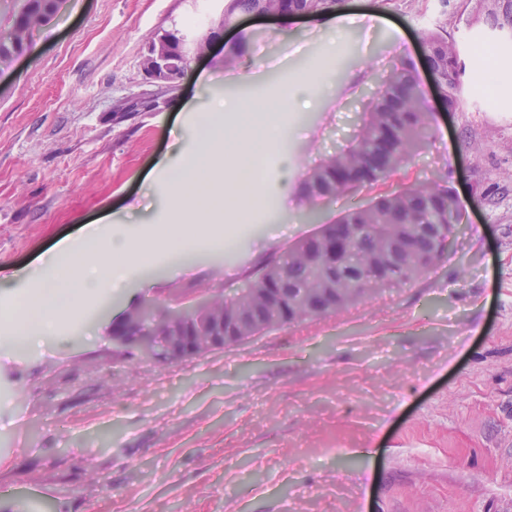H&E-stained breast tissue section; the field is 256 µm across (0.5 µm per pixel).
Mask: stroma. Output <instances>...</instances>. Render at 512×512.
Listing matches in <instances>:
<instances>
[{
    "label": "stroma",
    "instance_id": "35a3bbf8",
    "mask_svg": "<svg viewBox=\"0 0 512 512\" xmlns=\"http://www.w3.org/2000/svg\"><path fill=\"white\" fill-rule=\"evenodd\" d=\"M218 0H64L27 51L0 63V313L19 308L60 240L126 225L152 242L166 155L194 148L200 112L310 78L341 46L335 81L274 121L288 138L257 162L264 195L229 250L141 267L125 293L84 296L38 349L0 336V496L19 512H512V32L449 0L461 106L434 107L425 149L390 177L306 207L309 170L355 138L400 59L422 61L436 0H348L288 28L246 15L173 95L140 68L149 42L206 27ZM233 64H226L228 55ZM139 101L138 111L115 104ZM294 167L283 172V156ZM447 177L465 230L430 271L355 307L173 364L129 360L115 316L181 289L242 287L260 262L361 204Z\"/></svg>",
    "mask_w": 512,
    "mask_h": 512
}]
</instances>
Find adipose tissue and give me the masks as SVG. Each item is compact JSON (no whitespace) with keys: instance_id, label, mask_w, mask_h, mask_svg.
<instances>
[{"instance_id":"ef3b65f1","label":"adipose tissue","mask_w":512,"mask_h":512,"mask_svg":"<svg viewBox=\"0 0 512 512\" xmlns=\"http://www.w3.org/2000/svg\"><path fill=\"white\" fill-rule=\"evenodd\" d=\"M331 75V70L321 69L311 84L294 83L259 105L222 99L223 120L204 116L195 130L196 152L182 160L164 161L169 170L167 206L177 220L208 223L228 212L245 215L260 195L256 161L282 135L273 124L274 113L307 105L315 88L330 82ZM146 253L140 240L121 231L105 240L88 234L79 251L56 244L48 260L47 280L28 296L17 315L27 330L26 342L37 345L56 321L76 317L84 294L122 287Z\"/></svg>"}]
</instances>
